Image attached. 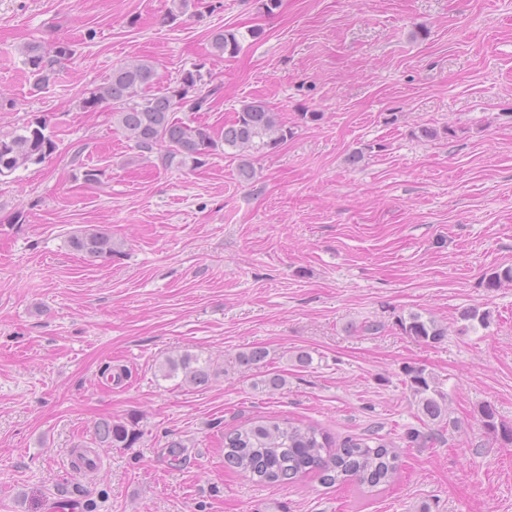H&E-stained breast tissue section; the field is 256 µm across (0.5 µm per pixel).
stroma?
Listing matches in <instances>:
<instances>
[{
    "instance_id": "1",
    "label": "stroma",
    "mask_w": 512,
    "mask_h": 512,
    "mask_svg": "<svg viewBox=\"0 0 512 512\" xmlns=\"http://www.w3.org/2000/svg\"><path fill=\"white\" fill-rule=\"evenodd\" d=\"M170 5L0 0V132L43 120L56 143L0 183V512H512V446L479 417L512 425V284L484 283L512 265V0H280L270 15L199 0L173 22ZM224 29L245 39L218 59ZM58 40L75 55L33 91L19 50ZM136 58L171 79L201 69L217 92L189 118L214 135L251 99L293 135L255 153L249 179L229 150L196 169L141 159L106 107L81 104ZM89 228L111 234L110 259L71 248ZM473 307L488 327L464 330ZM412 312L446 336L404 334ZM255 349L264 361L241 365ZM187 353L207 384L165 377ZM408 367L432 374L457 429L424 418ZM131 415L134 447L70 469L98 422ZM275 417L375 433L398 476L273 486L225 467V432ZM414 429L425 446L406 445Z\"/></svg>"
}]
</instances>
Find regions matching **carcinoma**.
I'll return each mask as SVG.
<instances>
[{"mask_svg":"<svg viewBox=\"0 0 512 512\" xmlns=\"http://www.w3.org/2000/svg\"><path fill=\"white\" fill-rule=\"evenodd\" d=\"M211 54L222 57L234 55L241 49L240 35L233 30H219L211 37ZM24 64L29 71L33 90L41 92L54 81L57 66L74 55L72 45L56 41L45 45L31 42L22 49ZM217 88H207L200 70H188L174 81H167L149 59H138L112 71L82 99V107L107 106L112 119L123 136L146 157L154 154L165 168L187 164L196 167L218 148L217 140L208 126L178 117V113L201 112L210 104ZM47 125L21 126L8 133L0 132V181L8 182L19 169L39 162L55 149ZM292 129L279 122L276 113L259 100L242 102L231 124L224 126V146L240 156V173L253 174L252 152L274 149L292 136ZM73 250L90 258L112 255V236L100 230L73 235L69 240ZM512 283V265L499 266L485 279V287L499 288ZM466 327H487L490 314L477 308L461 313ZM402 331L414 338L437 343L446 330L433 318L411 313L399 321ZM164 376L183 373L184 381L203 385L209 381L210 367L190 354L167 360ZM404 383L418 397L422 414L431 422L448 421L445 395L436 383L419 367L404 369ZM482 426L491 434L512 444V426L495 421L491 407L481 412ZM138 420L102 421L97 425L96 447L131 448L141 438ZM169 464L182 467L188 454L179 441L165 448ZM224 465L265 484H282L298 476L314 474L320 482L333 487L356 483L377 487L393 481L399 468L397 449L371 435L349 437L336 444L324 430L312 424L269 418L258 423L242 425L224 434Z\"/></svg>","mask_w":512,"mask_h":512,"instance_id":"1","label":"carcinoma"}]
</instances>
